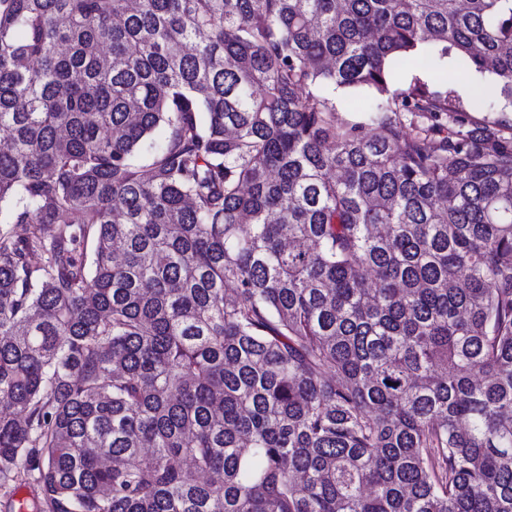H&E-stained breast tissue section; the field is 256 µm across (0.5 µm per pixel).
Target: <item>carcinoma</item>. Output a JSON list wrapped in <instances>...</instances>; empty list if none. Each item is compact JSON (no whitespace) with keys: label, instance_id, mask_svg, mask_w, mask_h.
I'll return each instance as SVG.
<instances>
[{"label":"carcinoma","instance_id":"1","mask_svg":"<svg viewBox=\"0 0 512 512\" xmlns=\"http://www.w3.org/2000/svg\"><path fill=\"white\" fill-rule=\"evenodd\" d=\"M0 132L31 512H512V0H0ZM455 63L448 58V64L445 62L444 65H439L437 70H426L418 66H398L396 67V83L398 87L409 84L414 78H420L423 80H433L437 82V76L442 72L448 71V74L454 71ZM489 78L480 74L472 73L461 80H457L451 87L456 90L457 95L464 104L472 108H486L490 100L479 98L474 92V87L480 83H489ZM363 97L364 93L359 90L336 93V108L339 118L351 123L362 121L363 113L360 112V105Z\"/></svg>","mask_w":512,"mask_h":512}]
</instances>
